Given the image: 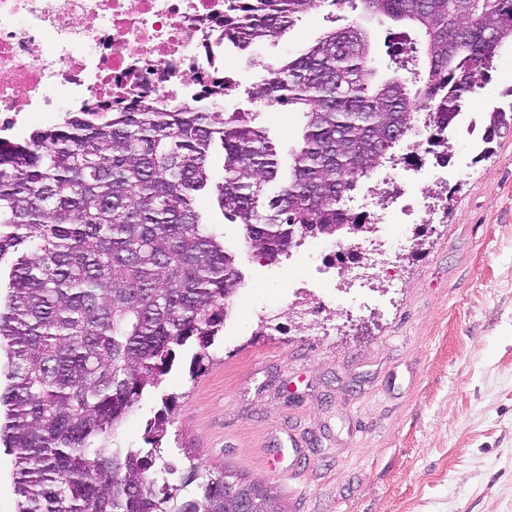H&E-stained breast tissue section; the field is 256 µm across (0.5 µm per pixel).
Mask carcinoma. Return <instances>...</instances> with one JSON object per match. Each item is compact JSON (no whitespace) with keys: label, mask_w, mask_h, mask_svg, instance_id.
Segmentation results:
<instances>
[{"label":"carcinoma","mask_w":512,"mask_h":512,"mask_svg":"<svg viewBox=\"0 0 512 512\" xmlns=\"http://www.w3.org/2000/svg\"><path fill=\"white\" fill-rule=\"evenodd\" d=\"M316 0H224V38L241 51L281 38ZM415 26L412 76L378 80L358 21L325 31L251 100L294 107L301 135L283 150L257 113L164 110L141 97L67 113L22 143H0V263L11 256L0 349V442L14 457L18 512H285L274 490L229 469L189 465L179 484L149 475L150 444L108 447L175 350L197 361L243 282L236 255L194 206L208 190L267 263L300 239H343L362 180L393 159L422 106L435 145L486 87L512 41V0H332Z\"/></svg>","instance_id":"obj_1"}]
</instances>
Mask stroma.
Returning <instances> with one entry per match:
<instances>
[{"label": "stroma", "instance_id": "1", "mask_svg": "<svg viewBox=\"0 0 512 512\" xmlns=\"http://www.w3.org/2000/svg\"><path fill=\"white\" fill-rule=\"evenodd\" d=\"M336 13L363 22L387 77L405 24L330 0L264 44L263 64L296 55ZM511 90L508 44L479 97L490 110ZM258 121L283 146L302 127L285 107ZM447 137L444 161L396 148L399 180L435 214L379 225L389 262L361 284L335 272L322 237L266 264L202 199L244 282L201 367L197 344L178 350L114 444L145 447L149 422L165 417L160 457L175 472L155 469L158 480L179 483L192 455L274 486L287 512H512V123L488 143L456 128ZM298 276L325 304L305 320L285 309ZM260 307L281 311L278 328L251 316Z\"/></svg>", "mask_w": 512, "mask_h": 512}]
</instances>
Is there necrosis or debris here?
<instances>
[{"label": "necrosis or debris", "mask_w": 512, "mask_h": 512, "mask_svg": "<svg viewBox=\"0 0 512 512\" xmlns=\"http://www.w3.org/2000/svg\"><path fill=\"white\" fill-rule=\"evenodd\" d=\"M240 61L224 0H0V133L92 98L185 107L209 77L214 107H228Z\"/></svg>", "instance_id": "4bbe7bcc"}]
</instances>
